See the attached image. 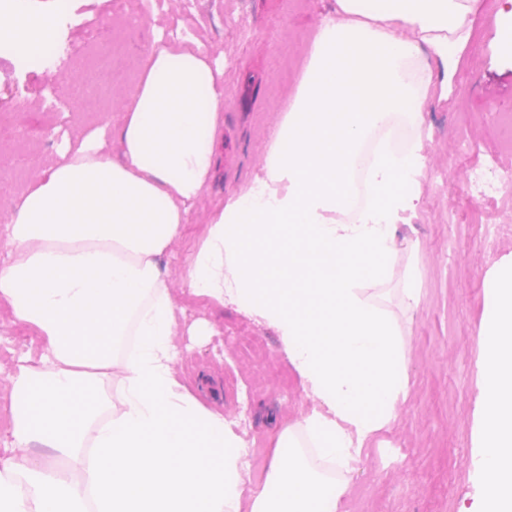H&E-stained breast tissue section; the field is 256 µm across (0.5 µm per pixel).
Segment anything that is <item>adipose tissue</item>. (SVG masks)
Here are the masks:
<instances>
[{"mask_svg": "<svg viewBox=\"0 0 512 512\" xmlns=\"http://www.w3.org/2000/svg\"><path fill=\"white\" fill-rule=\"evenodd\" d=\"M477 0H336L259 174L207 213L187 261L189 292L237 301L275 323L317 400L292 449L283 429L263 489L246 494L242 439L174 374L178 308L160 257L209 193L224 128V73L200 41L155 38L121 95L111 142L65 140L11 210L0 305L44 352L10 374L23 462L0 463V512H338L349 470L405 400L401 325L373 288L394 265L395 224L419 206L432 62L454 66ZM52 12L0 13L22 46L46 43ZM365 173L363 206L353 173ZM480 333L487 476L483 512H512V253L487 272ZM136 339L117 356L120 337ZM122 396L107 405L103 379ZM83 468L71 480L49 460Z\"/></svg>", "mask_w": 512, "mask_h": 512, "instance_id": "1", "label": "adipose tissue"}]
</instances>
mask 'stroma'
Instances as JSON below:
<instances>
[{"label":"stroma","instance_id":"1","mask_svg":"<svg viewBox=\"0 0 512 512\" xmlns=\"http://www.w3.org/2000/svg\"><path fill=\"white\" fill-rule=\"evenodd\" d=\"M141 0H25V11L67 12L55 41L68 44L76 63L54 78L0 57V141H14L0 161V216L56 159L59 135L99 131L115 108L117 89H132L155 37L176 28L200 40L224 69V140L221 164L211 184L217 200L241 192L258 173L268 133L284 112L304 58V48L335 0H163L150 18L112 45L115 15L137 17ZM503 0H477L472 37L448 72L447 96H434L423 114L427 164L415 218L395 227L398 255L382 287L390 309L399 307L407 266L422 273L416 308L402 313V348L408 362V393L391 424L363 449L348 475L341 512H477L486 479L480 456V332L487 270L512 241L494 239L477 223L480 210L493 222L512 224V188L488 207L467 194L473 156L502 148L500 118L512 115V57L500 50L497 15ZM65 104L52 111L51 101ZM201 208L172 254L161 261L167 285L183 318L174 341L181 351L179 381L209 408L223 413L229 428L272 456L280 431L302 422L315 400L291 364L280 331L232 302L189 295L183 266L196 250ZM0 311V390L20 355L38 358L42 340L18 342L25 331ZM259 337L265 356L245 346Z\"/></svg>","mask_w":512,"mask_h":512}]
</instances>
